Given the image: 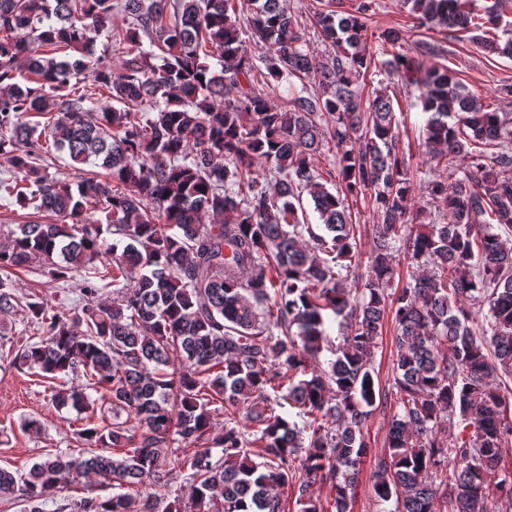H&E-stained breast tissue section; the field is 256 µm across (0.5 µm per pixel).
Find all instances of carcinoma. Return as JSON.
Returning a JSON list of instances; mask_svg holds the SVG:
<instances>
[{
    "label": "carcinoma",
    "instance_id": "carcinoma-1",
    "mask_svg": "<svg viewBox=\"0 0 512 512\" xmlns=\"http://www.w3.org/2000/svg\"><path fill=\"white\" fill-rule=\"evenodd\" d=\"M320 3L303 21L288 0H0V199L26 211L0 243V269L38 262L51 284L80 269L87 300L71 320L0 279V315L25 305L40 336L10 341L14 365L88 377L52 395L87 413L73 432L84 453L49 454L24 477L0 467V496L25 512H43L65 474L115 493L62 498L56 512H211L217 499L223 512H286L290 496L301 512H328L318 481L334 512H350L364 425L387 399L370 367L387 313L399 410L371 470L376 496L393 512H512V398L492 382L512 374V247L495 232L512 226V119L448 68L400 51L401 30L377 33L387 80L415 84L429 114L427 208L409 210L394 102L385 87L364 92L375 0ZM402 7L418 27L468 34L497 27L512 0L482 14L475 0ZM311 27L328 58L308 48ZM104 32L124 54L117 70L97 54ZM243 33L268 52L247 55ZM293 78L301 91L277 105L271 93ZM132 109L145 120L130 121ZM325 149L336 170L321 173ZM57 154L94 169L51 175ZM306 195L322 234L305 223ZM365 195L380 223L366 228L369 271L350 290L342 271ZM97 211L111 224L86 221ZM400 255L416 272L390 294ZM107 288L113 298L98 300ZM325 349L328 367L308 364ZM176 484L166 505L141 491Z\"/></svg>",
    "mask_w": 512,
    "mask_h": 512
}]
</instances>
